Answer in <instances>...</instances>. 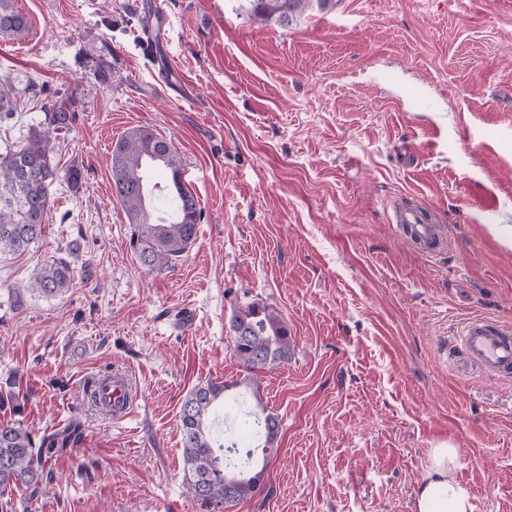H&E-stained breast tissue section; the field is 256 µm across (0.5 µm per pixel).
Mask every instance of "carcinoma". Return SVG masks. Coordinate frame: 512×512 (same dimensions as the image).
<instances>
[{
    "instance_id": "obj_1",
    "label": "carcinoma",
    "mask_w": 512,
    "mask_h": 512,
    "mask_svg": "<svg viewBox=\"0 0 512 512\" xmlns=\"http://www.w3.org/2000/svg\"><path fill=\"white\" fill-rule=\"evenodd\" d=\"M336 6V0H240V9L266 26L288 29L313 11ZM28 18L14 0H0V37L22 40L29 32ZM19 106L8 83L0 81V120ZM68 99L44 107V120L30 128L20 143L0 153V253L28 249L44 233L51 212L49 186L58 175L70 184L80 183L75 167L59 168L55 142L71 123ZM112 194L131 227L140 263L151 269H169L183 259L198 234L201 210L196 195L182 180V161L173 143L149 128H135L114 145L110 159ZM70 262L59 259L43 266L29 288L46 297L65 293L72 282ZM230 327L241 330L233 337L234 355L245 370L242 381L197 385L180 412L182 453L188 489L201 512H229L251 497L260 486L263 471L248 472L250 464L232 467L224 462V444L212 442V408L224 401V392L245 383L259 393L261 373L291 357L293 339L287 322L272 307L251 302L236 310ZM261 424L264 447L277 440L278 416L261 410L253 414ZM70 437H43L14 423L0 424V499L10 506L13 492L39 487L45 460L55 448H65Z\"/></svg>"
}]
</instances>
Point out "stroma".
<instances>
[{
    "label": "stroma",
    "instance_id": "1",
    "mask_svg": "<svg viewBox=\"0 0 512 512\" xmlns=\"http://www.w3.org/2000/svg\"><path fill=\"white\" fill-rule=\"evenodd\" d=\"M26 39L0 37L19 108L0 153L74 101L57 140L80 188L56 181L41 239L0 255V423L36 437L76 423L23 512H200L179 412L227 382L216 433L266 405L281 427L254 496L231 512H413L432 448H456L474 512H512V381L448 366L449 327L512 324V0H337L288 29L237 0H16ZM173 139L201 208L197 239L143 268L112 195V146ZM436 210L451 241L422 254L391 201ZM69 290L27 288L45 264ZM294 338L241 386L229 319L252 300ZM141 388L117 422L85 397L101 368ZM72 278L70 262L59 259L43 266L27 288L46 297H55L69 289Z\"/></svg>",
    "mask_w": 512,
    "mask_h": 512
}]
</instances>
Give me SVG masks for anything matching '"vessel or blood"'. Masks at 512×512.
<instances>
[{
    "mask_svg": "<svg viewBox=\"0 0 512 512\" xmlns=\"http://www.w3.org/2000/svg\"><path fill=\"white\" fill-rule=\"evenodd\" d=\"M393 222L402 234L420 246L426 254L446 250L447 238L441 225L435 224L423 210L393 208ZM448 364L458 374L479 373L502 381L512 380V326L492 316L469 318L457 331L456 342L448 351ZM95 404L116 420L128 419L138 395L136 382L127 373L99 374L92 383Z\"/></svg>",
    "mask_w": 512,
    "mask_h": 512,
    "instance_id": "1",
    "label": "vessel or blood"
}]
</instances>
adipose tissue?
I'll list each match as a JSON object with an SVG mask.
<instances>
[{
	"mask_svg": "<svg viewBox=\"0 0 512 512\" xmlns=\"http://www.w3.org/2000/svg\"><path fill=\"white\" fill-rule=\"evenodd\" d=\"M457 467L455 448L443 443L432 449L414 512H473L468 493L456 480Z\"/></svg>",
	"mask_w": 512,
	"mask_h": 512,
	"instance_id": "1",
	"label": "adipose tissue"
}]
</instances>
